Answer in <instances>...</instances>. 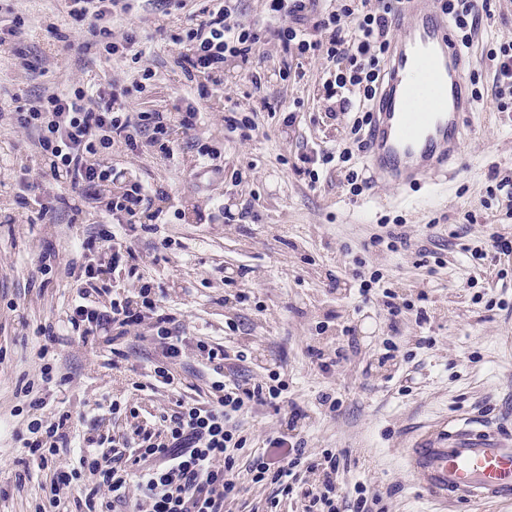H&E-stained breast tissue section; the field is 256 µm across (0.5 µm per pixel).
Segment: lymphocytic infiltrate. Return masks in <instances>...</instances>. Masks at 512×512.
<instances>
[{"instance_id": "lymphocytic-infiltrate-1", "label": "lymphocytic infiltrate", "mask_w": 512, "mask_h": 512, "mask_svg": "<svg viewBox=\"0 0 512 512\" xmlns=\"http://www.w3.org/2000/svg\"><path fill=\"white\" fill-rule=\"evenodd\" d=\"M396 2L347 0L320 10L316 0H266L275 24L261 30L243 22L230 0H198L190 23L171 35L182 48L176 64L187 80L207 79V86L198 91L204 99L210 90L223 87L224 64L230 59L250 70L253 85L261 86L252 66L257 45L266 39L278 41L284 50H296L303 59L325 58L329 70L324 89L328 97L342 96L343 109L351 114L352 144L299 156L292 169L313 186L321 172L348 162L353 151L364 148L371 102L393 40L389 15ZM439 3L462 48H469L488 12L487 0ZM64 6L70 17L86 24L106 59L138 60L144 55L137 30L118 39L112 35L113 19L129 13L132 0H64ZM490 58L495 63L496 108L512 112V42L500 44ZM152 78V70L145 68L128 86L79 85L43 95L30 106H16L17 125L38 134L46 173L68 186L67 192L49 200L37 181L20 173V208L43 218L77 199L98 200L104 183L112 178L109 160L117 149L175 158L172 129L187 132L196 126L201 118L199 99L177 104L169 112H130L132 95L143 93ZM160 196L151 184L134 180L108 200L96 235L82 241L76 260L68 265V276L80 287L66 317L82 343L109 351L111 369L148 377L153 387L170 393L172 406L156 414L125 396L103 397L95 405L94 423L122 418L129 425L100 438L77 434L68 410L57 411L48 420L30 421L17 435L25 453L21 463L24 469L49 473L37 512H61V492L83 471L90 476L78 493L83 512H121L128 506L133 512H224L241 491L238 453L246 439L240 419L256 405L274 408L287 422L286 430L267 439L269 447L287 448V456L257 459L249 470L252 483L276 488L268 512H281L285 502L301 504L302 512H341L336 487L346 471L347 456L329 449L317 455L307 452L297 432L302 413L288 401L287 380L276 371L264 382L242 380L246 352L231 355L205 334H185L176 314L164 304V287L141 273L132 242L138 232L162 223L164 211L155 205ZM129 278L139 282L132 295L122 286ZM144 323L149 326L154 359L141 367L129 362L116 342ZM189 348L205 372L203 393L196 398L186 395L177 371ZM63 449L72 454V465L56 464ZM299 466L317 474L318 483L296 484L294 470Z\"/></svg>"}]
</instances>
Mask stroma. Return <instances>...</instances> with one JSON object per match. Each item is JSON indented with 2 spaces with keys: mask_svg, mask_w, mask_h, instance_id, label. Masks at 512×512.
<instances>
[{
  "mask_svg": "<svg viewBox=\"0 0 512 512\" xmlns=\"http://www.w3.org/2000/svg\"><path fill=\"white\" fill-rule=\"evenodd\" d=\"M196 8L167 15L149 0H136L132 12L115 19L113 37L133 28L147 38L139 62L106 61L89 45L81 22L68 16L61 0H0V17H21L20 50L0 49V512H34L42 495L41 473L17 484L21 450L12 437L31 418L16 397L21 378H36L38 325L64 316L73 290L66 279L40 283L38 257L54 248L59 265L71 261L72 242L94 230L92 208L80 215L62 209L50 222L28 224L14 201L12 184L20 169L39 177L36 136L12 121L13 98H34L70 86L126 82L135 67L156 74L149 90L136 98V112L168 110L190 91L175 60L180 46L166 31L185 24ZM490 16L469 48L482 97L469 117L464 155L447 185L401 191L373 186L352 196L337 171L321 176L317 187L294 175L290 163L304 152L331 146L346 132L348 116L340 98H327L325 60L305 62V77L281 80L294 54L273 40L260 44L254 67L264 84L256 94L249 75L235 62L224 65V89L202 102L199 136L221 151L219 166L202 170L189 138L174 131L182 145L177 157L147 153L119 157L106 193L139 178L183 202L180 214H166L158 233L134 241L142 270L165 288L166 300L186 333H204L230 351L247 350L248 375L277 370L288 377V396L305 417L302 431L313 454L345 452L347 472L338 488L346 500L355 486L383 496L385 512H512L511 502L465 507L426 497L408 479L403 450L422 431L452 416L474 417L512 429V255L492 257L491 234L512 238V216L491 196V173L512 176V119L497 112L492 96L494 65L490 48L512 42V0H489ZM67 35L57 41L56 33ZM255 111L259 130L249 139L231 132L225 104ZM295 113L293 126L283 124ZM234 221H225L219 207ZM402 225L410 247L396 252L371 246L383 225ZM170 249H161L160 238ZM441 254L437 268L419 265L417 251ZM486 253L473 260V251ZM379 272L387 287L408 303L397 328H390L379 297L362 301L353 269ZM236 286L225 285V277ZM338 278L337 293L327 288ZM250 299H234L235 288ZM429 319L418 323L416 311ZM428 344H420V337ZM64 382L47 397V412L65 408L86 412L113 388L112 373L95 350L70 333L52 344ZM342 350L340 360L322 371L311 352ZM335 394L341 407L328 413L321 393ZM282 415L258 406L243 420L248 441L242 457L267 448L268 435L285 429Z\"/></svg>",
  "mask_w": 512,
  "mask_h": 512,
  "instance_id": "obj_1",
  "label": "stroma"
}]
</instances>
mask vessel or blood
<instances>
[{"instance_id":"1","label":"vessel or blood","mask_w":512,"mask_h":512,"mask_svg":"<svg viewBox=\"0 0 512 512\" xmlns=\"http://www.w3.org/2000/svg\"><path fill=\"white\" fill-rule=\"evenodd\" d=\"M391 23L400 36L374 103L366 165L371 183L403 188L458 168L474 100L471 59L435 0H401ZM405 464L412 482L433 499L512 500L510 430L454 417L419 436L406 449Z\"/></svg>"}]
</instances>
